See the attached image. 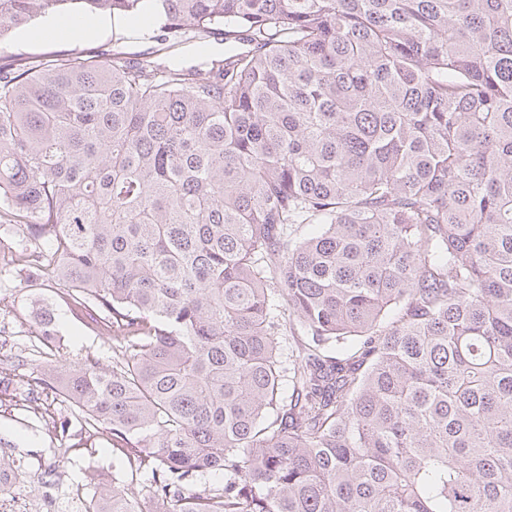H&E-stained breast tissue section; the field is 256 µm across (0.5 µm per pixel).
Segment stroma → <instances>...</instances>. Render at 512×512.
<instances>
[{
    "label": "stroma",
    "instance_id": "stroma-1",
    "mask_svg": "<svg viewBox=\"0 0 512 512\" xmlns=\"http://www.w3.org/2000/svg\"><path fill=\"white\" fill-rule=\"evenodd\" d=\"M91 14L70 12L56 19L48 29L35 20L15 30L0 55L44 63L57 55H83L99 49L117 50L127 56H143L164 62L196 64L200 55L220 56L224 43L220 37L199 35L183 43L175 36L161 40L153 37L150 27L127 20L124 33L113 29L90 28ZM21 241L7 225L0 226V371L22 375L33 381L37 363L53 356L70 364L95 358L102 368L112 366V344L106 337L83 325L52 284L30 287L10 271L7 261ZM50 305L55 316L56 340L44 345L41 328L34 316L37 303ZM26 389H17L6 405L0 406V439L10 442L25 477L7 512H81L80 500L94 491L93 479L112 471V456L101 455L105 442L88 438L77 423L71 422L72 409L57 403L50 411L55 421L69 420L68 432L40 422L26 409ZM66 457L65 467H58L59 457Z\"/></svg>",
    "mask_w": 512,
    "mask_h": 512
}]
</instances>
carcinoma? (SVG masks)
Instances as JSON below:
<instances>
[{
  "mask_svg": "<svg viewBox=\"0 0 512 512\" xmlns=\"http://www.w3.org/2000/svg\"><path fill=\"white\" fill-rule=\"evenodd\" d=\"M73 6L224 36L0 61L10 263L112 341L30 388L123 455L82 512H512V0H0V43Z\"/></svg>",
  "mask_w": 512,
  "mask_h": 512,
  "instance_id": "cac0c4a2",
  "label": "carcinoma"
}]
</instances>
